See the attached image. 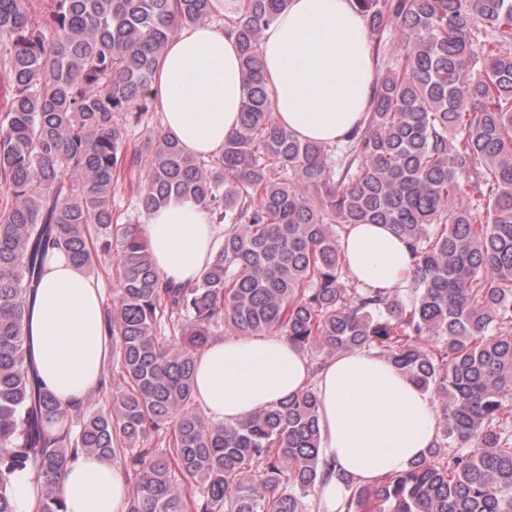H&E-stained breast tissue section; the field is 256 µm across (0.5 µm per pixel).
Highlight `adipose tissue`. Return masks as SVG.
I'll use <instances>...</instances> for the list:
<instances>
[{"label":"adipose tissue","mask_w":512,"mask_h":512,"mask_svg":"<svg viewBox=\"0 0 512 512\" xmlns=\"http://www.w3.org/2000/svg\"><path fill=\"white\" fill-rule=\"evenodd\" d=\"M261 53L279 126L333 145L362 124L375 75L356 0H288L264 30ZM152 92L166 134L188 153L220 154L245 97L235 36L210 24L182 28ZM144 232L161 277L176 283L196 281L224 237L204 205L184 197L151 211ZM341 249L369 288L405 287L413 271L405 242L386 224L349 225ZM29 331L40 377L62 404L98 387L108 350L102 290L63 251L47 259ZM309 386L319 400L320 458L332 469L319 486V512H345L349 492L338 473L377 483L407 470L439 435L433 396L363 349L336 356L315 377L306 353L282 336L217 340L197 360L196 401L216 422L236 423ZM60 492L67 512H127L131 489L112 458L82 453L65 468Z\"/></svg>","instance_id":"adipose-tissue-1"}]
</instances>
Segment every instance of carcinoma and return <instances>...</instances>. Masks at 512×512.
Masks as SVG:
<instances>
[{"mask_svg":"<svg viewBox=\"0 0 512 512\" xmlns=\"http://www.w3.org/2000/svg\"><path fill=\"white\" fill-rule=\"evenodd\" d=\"M356 2L378 70L363 124L332 147L275 123L260 45L286 0H247L224 23L240 123L206 158L160 129L130 153L128 130L167 44L212 0H0V512L26 470L41 512H67L79 451L134 475L128 512H318L313 388L234 425L197 411L196 362L220 335L283 336L314 374L367 349L438 401L425 458L372 486L336 473L346 512H512V0ZM124 163L145 168L141 213L190 197L224 225L195 282L163 281L138 220L111 247ZM350 224L392 226L415 260L407 287L353 279ZM55 250L86 272L111 252L121 279L105 322L122 383L98 410L61 406L26 334Z\"/></svg>","mask_w":512,"mask_h":512,"instance_id":"cac0c4a2","label":"carcinoma"}]
</instances>
